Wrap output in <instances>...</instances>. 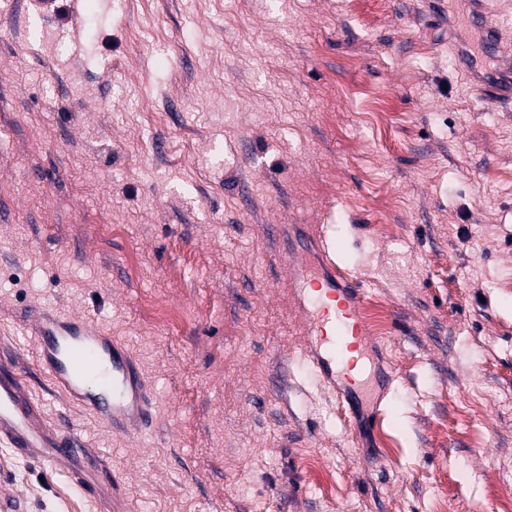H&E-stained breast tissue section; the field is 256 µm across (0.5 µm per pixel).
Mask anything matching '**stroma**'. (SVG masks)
<instances>
[{"instance_id":"obj_1","label":"stroma","mask_w":512,"mask_h":512,"mask_svg":"<svg viewBox=\"0 0 512 512\" xmlns=\"http://www.w3.org/2000/svg\"><path fill=\"white\" fill-rule=\"evenodd\" d=\"M103 2L0 9V360L125 512H499L512 104L455 64L464 0ZM292 241L366 290L380 431L353 439L370 405L344 413L305 360ZM36 307L128 346L147 428L67 400ZM0 492L112 512L1 441Z\"/></svg>"}]
</instances>
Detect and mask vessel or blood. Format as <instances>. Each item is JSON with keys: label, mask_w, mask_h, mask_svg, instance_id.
I'll use <instances>...</instances> for the list:
<instances>
[{"label": "vessel or blood", "mask_w": 512, "mask_h": 512, "mask_svg": "<svg viewBox=\"0 0 512 512\" xmlns=\"http://www.w3.org/2000/svg\"><path fill=\"white\" fill-rule=\"evenodd\" d=\"M470 21L483 37L482 52L457 44V66L477 88L498 101L512 100V45L504 41V20L489 0H470ZM489 56L501 60L497 69L485 66ZM365 290L327 265L311 288H299L297 304L309 341V363L321 386L339 403L354 404L362 392L350 372L347 355L361 350L370 335L362 315ZM39 361L66 393L113 430L129 432L148 424L151 393L141 370L124 344L102 335L87 321L36 308L31 313ZM0 441L26 461L80 476L83 485L99 493L98 478L88 465L83 444L49 424L33 400L14 364L0 362Z\"/></svg>", "instance_id": "vessel-or-blood-1"}]
</instances>
